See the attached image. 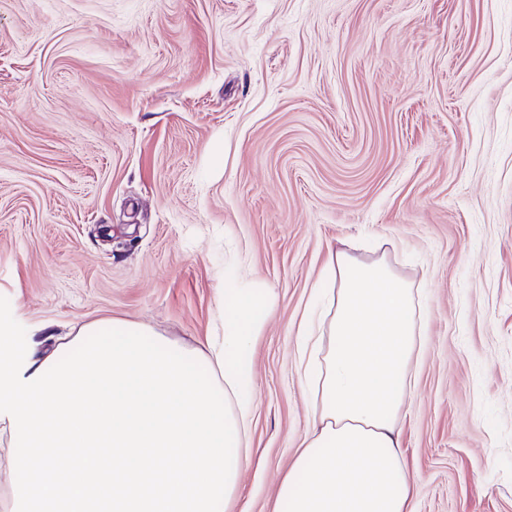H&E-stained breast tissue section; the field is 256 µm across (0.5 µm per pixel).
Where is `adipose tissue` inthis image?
Segmentation results:
<instances>
[{
	"label": "adipose tissue",
	"instance_id": "adipose-tissue-1",
	"mask_svg": "<svg viewBox=\"0 0 512 512\" xmlns=\"http://www.w3.org/2000/svg\"><path fill=\"white\" fill-rule=\"evenodd\" d=\"M318 285L332 318L308 314L296 367L319 402L278 508L414 512L399 422L428 316L383 257L330 255ZM273 305L225 276L224 336L204 351L111 318L53 355L18 357L1 335L7 512H230L248 459L254 346Z\"/></svg>",
	"mask_w": 512,
	"mask_h": 512
}]
</instances>
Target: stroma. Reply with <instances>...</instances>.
<instances>
[{
	"instance_id": "obj_1",
	"label": "stroma",
	"mask_w": 512,
	"mask_h": 512,
	"mask_svg": "<svg viewBox=\"0 0 512 512\" xmlns=\"http://www.w3.org/2000/svg\"><path fill=\"white\" fill-rule=\"evenodd\" d=\"M390 242L429 315L414 512H512V0H0V329L199 348L225 273L271 290L234 512H273L311 429L329 253Z\"/></svg>"
}]
</instances>
